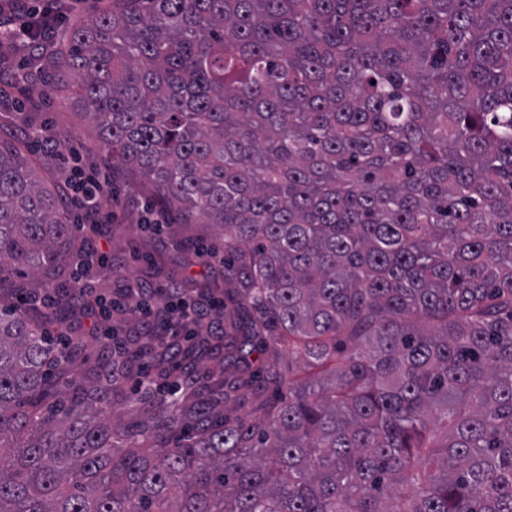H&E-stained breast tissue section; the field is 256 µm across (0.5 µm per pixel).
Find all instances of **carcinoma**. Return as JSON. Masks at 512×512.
I'll return each mask as SVG.
<instances>
[{"label":"carcinoma","mask_w":512,"mask_h":512,"mask_svg":"<svg viewBox=\"0 0 512 512\" xmlns=\"http://www.w3.org/2000/svg\"><path fill=\"white\" fill-rule=\"evenodd\" d=\"M113 165L210 224L224 329L178 397L71 372L8 302L75 251L0 124V512H512V0H112L58 29ZM296 370L276 371L280 347ZM141 363L142 361L139 363L138 367L135 368L134 372L122 381L121 387L118 388V395L115 398L116 404L114 405L113 409L116 412L123 414V419L125 421L133 420L136 417L137 410L142 407V405L131 407L127 403V397L129 395L135 394L132 390V387L138 378ZM142 391L135 395L141 398L140 396Z\"/></svg>","instance_id":"carcinoma-1"}]
</instances>
